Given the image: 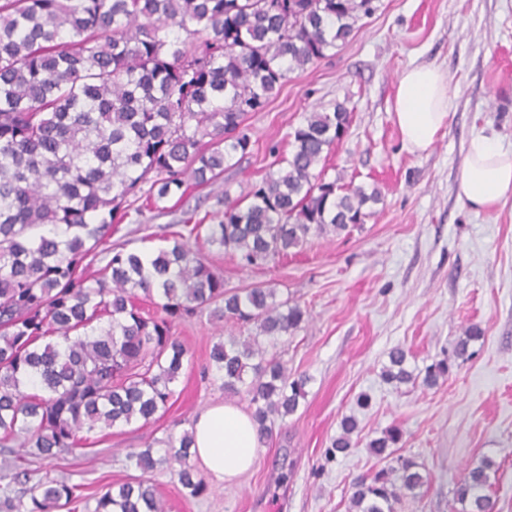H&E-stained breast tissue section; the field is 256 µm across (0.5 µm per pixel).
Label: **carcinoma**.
Wrapping results in <instances>:
<instances>
[{
    "mask_svg": "<svg viewBox=\"0 0 512 512\" xmlns=\"http://www.w3.org/2000/svg\"><path fill=\"white\" fill-rule=\"evenodd\" d=\"M374 0H0V448L20 445L54 459L81 453L83 430L148 424L174 397L186 347L176 321L205 308L256 332L212 346L209 367L224 393L243 394L259 440L305 399L306 374L288 375L273 349L306 321L273 288L232 289L189 246L200 236L257 268L307 243L365 223L381 191L327 178L326 160L349 128L342 104L311 112L293 133L285 166L242 198L224 193V213L155 252L109 249L104 276L79 270L135 203L183 198L218 179L252 148L248 116L262 111L288 74L331 58ZM160 299L145 317L138 294ZM476 331L454 346L465 361ZM448 359L422 385L446 378ZM381 375L400 387L417 377L402 347ZM330 454L352 447L357 422L345 416ZM392 427L370 443L388 461L354 483V512H396L403 491L421 488L422 465L396 454ZM129 453L141 474L95 498L94 512H163L150 474L175 472L192 497L206 493L184 431ZM494 461L471 468L454 491L461 512H495L487 493ZM0 512H54L88 502L26 459L0 473Z\"/></svg>",
    "mask_w": 512,
    "mask_h": 512,
    "instance_id": "carcinoma-1",
    "label": "carcinoma"
}]
</instances>
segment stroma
<instances>
[{
    "instance_id": "obj_1",
    "label": "stroma",
    "mask_w": 512,
    "mask_h": 512,
    "mask_svg": "<svg viewBox=\"0 0 512 512\" xmlns=\"http://www.w3.org/2000/svg\"><path fill=\"white\" fill-rule=\"evenodd\" d=\"M377 9L334 57L289 74L280 94L251 113L253 146L213 183L163 210L125 219L106 245L165 247L186 212L217 223L225 198L245 195L289 156L290 135L307 112L345 105L347 135L332 150L329 175L378 186L374 214L341 236L310 238L297 253L262 268L242 267L223 247L191 240L231 288L261 285L307 309L308 319L279 349L291 376L309 375L297 412L277 422L258 464L235 482L209 483L190 497L166 469L152 478L165 512H348L354 480L381 468L368 442L402 431L400 454L423 466L428 482L399 512H451L453 491L483 457L498 470L495 512H512V201L474 212L458 196L471 138L512 149V0H376ZM442 70L451 89L447 126L426 152L404 147L395 94L408 67ZM470 326L482 332L473 355L433 388L394 389L380 375L392 347L409 350L424 373L451 355ZM174 331L187 354L167 411L154 423L89 432L86 453L50 461L53 476L101 492L136 473L133 450L190 428L230 398L206 365L214 343L247 330L197 313ZM359 428L353 446L329 456L343 416Z\"/></svg>"
}]
</instances>
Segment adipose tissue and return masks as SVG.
<instances>
[{
	"label": "adipose tissue",
	"instance_id": "obj_1",
	"mask_svg": "<svg viewBox=\"0 0 512 512\" xmlns=\"http://www.w3.org/2000/svg\"><path fill=\"white\" fill-rule=\"evenodd\" d=\"M450 89L443 71L433 66L405 69L395 97L396 122L405 146L427 151L448 123ZM458 195L481 211L512 200V151L483 136H473L463 163ZM194 458L211 478L230 484L259 461L260 441L251 416L237 406L219 404L193 422Z\"/></svg>",
	"mask_w": 512,
	"mask_h": 512
}]
</instances>
